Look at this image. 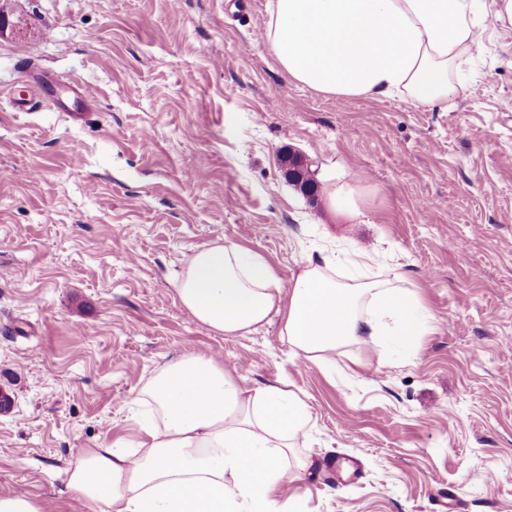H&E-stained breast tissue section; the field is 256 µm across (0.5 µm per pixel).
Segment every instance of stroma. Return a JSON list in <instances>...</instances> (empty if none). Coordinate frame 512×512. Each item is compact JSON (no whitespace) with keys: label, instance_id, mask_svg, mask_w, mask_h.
<instances>
[{"label":"stroma","instance_id":"35a3bbf8","mask_svg":"<svg viewBox=\"0 0 512 512\" xmlns=\"http://www.w3.org/2000/svg\"><path fill=\"white\" fill-rule=\"evenodd\" d=\"M495 2L442 111L288 80L269 0H0V489L86 512L62 493L69 463L134 432L165 363L206 353L308 405L311 466L289 487L305 512H512V25ZM333 183L357 185V220L330 221ZM216 243L285 284L307 250L351 281L336 253L370 247L368 274L400 275L429 324L412 351L326 368L276 322L215 335L175 278Z\"/></svg>","mask_w":512,"mask_h":512}]
</instances>
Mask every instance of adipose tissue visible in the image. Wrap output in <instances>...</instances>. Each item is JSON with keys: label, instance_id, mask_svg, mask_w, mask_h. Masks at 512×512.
<instances>
[{"label": "adipose tissue", "instance_id": "adipose-tissue-1", "mask_svg": "<svg viewBox=\"0 0 512 512\" xmlns=\"http://www.w3.org/2000/svg\"><path fill=\"white\" fill-rule=\"evenodd\" d=\"M481 0H270L264 38L283 73L338 98L394 95L447 106L480 44ZM282 284L258 253L194 252L176 280L206 329L239 336L280 320L294 357H333L389 338L408 346L422 310L389 278L339 284L311 255ZM136 433L84 451L65 491L89 512H303L283 488L308 468L310 413L286 386L246 391L214 357L171 361L134 400Z\"/></svg>", "mask_w": 512, "mask_h": 512}]
</instances>
